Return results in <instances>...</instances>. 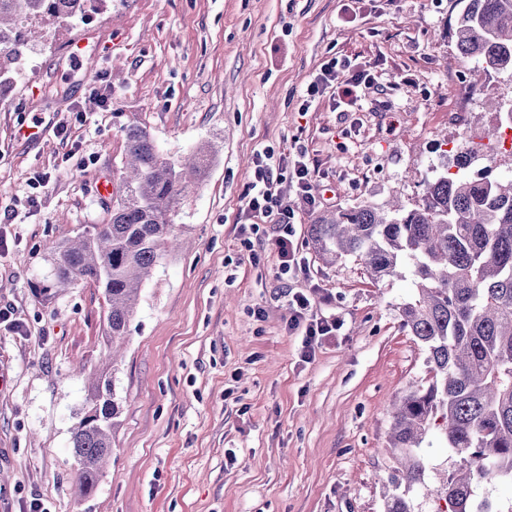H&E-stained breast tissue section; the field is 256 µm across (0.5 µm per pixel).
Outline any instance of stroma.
<instances>
[{"label":"stroma","instance_id":"1","mask_svg":"<svg viewBox=\"0 0 512 512\" xmlns=\"http://www.w3.org/2000/svg\"><path fill=\"white\" fill-rule=\"evenodd\" d=\"M103 0L50 26L0 87V512H382L394 462L390 408L425 377V353L401 325L407 281L374 282L359 262L325 263L294 224L309 274L281 278L249 254L243 191L256 150L308 149L330 209L415 201L447 160L438 137L493 125L488 74L450 36L457 0ZM95 51L75 55L82 39ZM379 64L359 112L299 108L338 55ZM111 97L101 105L100 95ZM64 122L26 141L24 117ZM140 127L172 160L212 151L176 208L179 246L144 282L116 374L114 451L96 490L73 482L72 431L88 381L111 346L104 291L91 280L43 295L52 248L108 223L125 133ZM44 187H37V180ZM38 204H27L30 194ZM343 327L313 361L285 327L289 290ZM81 374H73L74 366Z\"/></svg>","mask_w":512,"mask_h":512}]
</instances>
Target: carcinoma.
<instances>
[{
	"label": "carcinoma",
	"mask_w": 512,
	"mask_h": 512,
	"mask_svg": "<svg viewBox=\"0 0 512 512\" xmlns=\"http://www.w3.org/2000/svg\"><path fill=\"white\" fill-rule=\"evenodd\" d=\"M86 11L92 0H0V85L8 63L32 46L36 26ZM454 28L460 58L512 79V0H463ZM124 194L107 224H95L54 247L55 282L102 285L112 338L123 341L140 287L176 247V206L205 173V148L176 165L144 129L126 133ZM475 160L455 150L453 167L432 170L412 206L390 210L359 203L313 224L325 261L353 258L370 279L411 277L413 294L400 307L403 326L424 350L426 376L392 406L388 445L399 468L386 479L382 512H420L415 489L426 484L422 448L436 436L453 456L429 499L432 512H499L494 492L512 484V171L476 180ZM112 369L91 387L73 433L74 482L92 493L112 457L119 414L116 352Z\"/></svg>",
	"instance_id": "1"
}]
</instances>
